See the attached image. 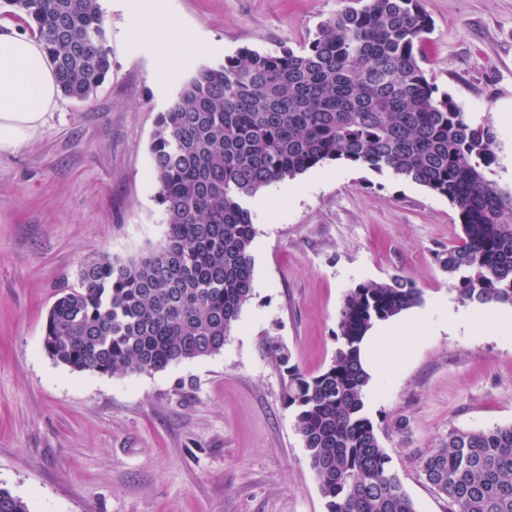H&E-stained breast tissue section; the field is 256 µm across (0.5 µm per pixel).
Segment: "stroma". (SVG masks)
Instances as JSON below:
<instances>
[{
	"mask_svg": "<svg viewBox=\"0 0 512 512\" xmlns=\"http://www.w3.org/2000/svg\"><path fill=\"white\" fill-rule=\"evenodd\" d=\"M357 0H169L199 50L156 74L148 47L105 13L111 69L89 100L58 97L29 142L0 152V487L30 512H327L284 379L269 353L316 375L333 361L347 290L414 280L430 323L378 374L365 400L417 512H450L421 457L450 429L512 423V330L455 323L512 307L458 300L437 255L458 241L457 210L411 181L344 163L264 188L249 206L253 297L215 355L162 371L100 374L42 348L64 280L108 254L164 240L151 136L181 84L249 48L300 49ZM433 20L418 57L468 120L497 134L490 177L512 193V0H425Z\"/></svg>",
	"mask_w": 512,
	"mask_h": 512,
	"instance_id": "35a3bbf8",
	"label": "stroma"
}]
</instances>
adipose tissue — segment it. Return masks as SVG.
<instances>
[{"instance_id":"adipose-tissue-1","label":"adipose tissue","mask_w":512,"mask_h":512,"mask_svg":"<svg viewBox=\"0 0 512 512\" xmlns=\"http://www.w3.org/2000/svg\"><path fill=\"white\" fill-rule=\"evenodd\" d=\"M123 5L131 19L127 36L153 50L157 73L174 63L175 50H191V36L170 18L165 0H123ZM58 93L43 43L18 28L0 30V151L25 145L56 105ZM410 333L411 322L401 315L375 326L362 351L365 369L381 373L406 351Z\"/></svg>"}]
</instances>
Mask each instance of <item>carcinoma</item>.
Instances as JSON below:
<instances>
[{
    "mask_svg": "<svg viewBox=\"0 0 512 512\" xmlns=\"http://www.w3.org/2000/svg\"><path fill=\"white\" fill-rule=\"evenodd\" d=\"M5 2L39 35L62 94L96 92L111 67L99 0ZM430 24L424 0H368L323 21L299 51L243 49L198 69L152 135L164 242L82 266L48 312L45 353L102 374L219 353L253 296L249 200L330 162L388 171L447 198L462 236L440 262L458 298L512 307V194L486 176L497 135L437 95L415 54ZM423 302L400 274L348 289L333 363L316 376L283 345L270 347L327 512H416L365 413L360 351L375 323ZM420 467L452 512H512V424L452 429ZM0 512L29 509L0 488Z\"/></svg>",
    "mask_w": 512,
    "mask_h": 512,
    "instance_id": "carcinoma-1",
    "label": "carcinoma"
}]
</instances>
